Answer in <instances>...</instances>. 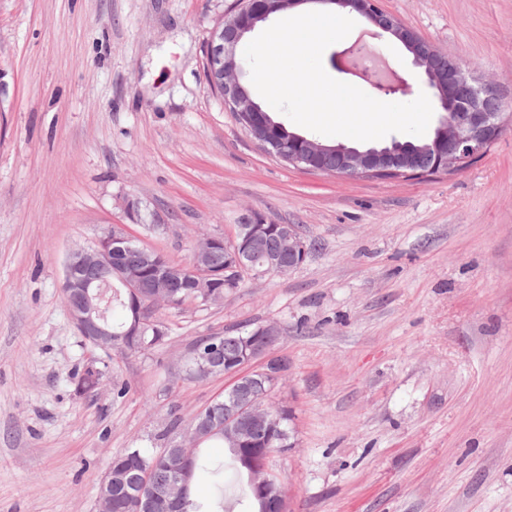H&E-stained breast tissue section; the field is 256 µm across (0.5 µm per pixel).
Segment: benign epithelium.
Segmentation results:
<instances>
[{"instance_id": "benign-epithelium-1", "label": "benign epithelium", "mask_w": 512, "mask_h": 512, "mask_svg": "<svg viewBox=\"0 0 512 512\" xmlns=\"http://www.w3.org/2000/svg\"><path fill=\"white\" fill-rule=\"evenodd\" d=\"M263 3L262 8L254 9L250 0H242L241 7L224 19L208 44V73L213 83L222 86L224 105L229 111L241 115L249 135L260 145L278 150L281 160L290 165L312 169V156L321 149V145L303 135L294 137L286 146L273 140L269 136L268 123L261 107L251 98L242 83L243 68L236 59L235 47L259 23L297 6L329 4L342 9L349 8L370 26L399 39L413 55L416 65L421 64V56L431 52L430 44L382 9L380 0H263ZM445 62L443 72H425L429 86L437 92L441 107L455 113V119L441 126L433 140V163L429 171L434 174H448L471 165L491 148L503 127V113L488 108L489 104L499 99L497 90L465 71L457 59L447 56ZM364 79L385 96L410 91L409 83L400 75L392 81H382L367 73ZM340 152L341 164L336 171L340 177L401 173L400 169L393 167L390 150L386 147L364 150L342 148ZM273 234L278 237L280 249L260 263L261 269L257 275L272 271L284 276L304 260L307 252L304 240L295 235L288 225L269 224L257 213L248 222L237 225L229 242H224L222 235H214L197 243L189 265H170L165 254L138 243L127 232L126 225L115 224L104 231L93 246L74 251L66 258L62 287L66 289L64 297L69 315L79 335L97 348L111 350L112 328L106 317L98 312L96 289L101 279H112V256L133 247L141 251L145 269L122 270V281L132 297L131 322L126 333L137 334L145 329L142 300L146 289L177 288L183 272L188 270L196 274L194 285L207 302L219 296L217 280L208 271L213 254L218 250L224 251V271L233 273L254 264L257 244ZM162 265L165 266L164 277L156 281L145 279V272ZM279 335L280 329L275 324L258 326L253 337L246 341L250 355L242 365L243 374H269L265 367L253 371L249 366L267 354ZM219 362L220 357L216 351H199L195 354V365L192 368L198 373L218 372ZM192 368L184 367V372L178 373V376L184 377ZM249 390L251 385L245 383L235 402L226 405L224 399L220 398L198 411V422L193 429L195 439H200L206 432L221 430L235 446L250 439L254 434V425L263 422V415L262 406L250 398ZM181 449L180 445L160 449L159 456L168 462L172 479L169 484L153 489L147 501L142 500L138 493H130L134 508L167 512L175 500L186 495L189 464ZM253 472L257 477L256 486L262 495V512H288L287 496L282 483L269 477V458H260L253 466ZM123 486L124 480L113 474L112 470H107L99 485L102 507L111 504L112 494Z\"/></svg>"}]
</instances>
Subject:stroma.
Instances as JSON below:
<instances>
[{"label":"stroma","mask_w":512,"mask_h":512,"mask_svg":"<svg viewBox=\"0 0 512 512\" xmlns=\"http://www.w3.org/2000/svg\"><path fill=\"white\" fill-rule=\"evenodd\" d=\"M238 0H0V512H100L112 455L179 443L230 378L184 382L201 336L279 325L271 458L290 512H512V121L471 167L339 178L269 155L206 78ZM512 105V0H382ZM312 247L223 303L164 311L167 341L87 343L74 249L126 225L177 262L252 213ZM105 376L91 394L85 366Z\"/></svg>","instance_id":"1"}]
</instances>
